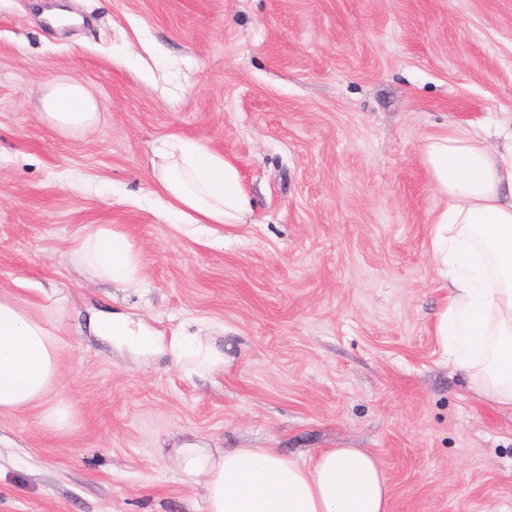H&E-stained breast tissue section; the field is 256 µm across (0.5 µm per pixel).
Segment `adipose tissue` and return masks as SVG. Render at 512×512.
I'll use <instances>...</instances> for the list:
<instances>
[{
  "instance_id": "obj_1",
  "label": "adipose tissue",
  "mask_w": 512,
  "mask_h": 512,
  "mask_svg": "<svg viewBox=\"0 0 512 512\" xmlns=\"http://www.w3.org/2000/svg\"><path fill=\"white\" fill-rule=\"evenodd\" d=\"M42 117L62 132H91L98 103L75 78L43 86ZM153 175L175 223L244 224L252 213L237 167L196 141L177 139L155 152ZM426 165L446 208L432 221V253L447 293L437 315L447 360L469 389L512 409V146L486 144L462 128L434 138ZM74 252L93 277L125 288L142 285L140 253L119 225L81 233ZM96 335L136 356L163 355L187 376L210 378L230 366L220 323H200L169 338L112 312L92 321ZM58 341L23 300L0 296V412L50 397L58 381ZM184 477L201 479L206 512H392L387 479L361 448H325L306 460L268 448L216 454L197 443L179 447Z\"/></svg>"
}]
</instances>
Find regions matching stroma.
<instances>
[{"instance_id":"35a3bbf8","label":"stroma","mask_w":512,"mask_h":512,"mask_svg":"<svg viewBox=\"0 0 512 512\" xmlns=\"http://www.w3.org/2000/svg\"><path fill=\"white\" fill-rule=\"evenodd\" d=\"M51 75L83 80L89 135L40 118ZM463 127L512 138V0H0V294L59 339L66 432L0 413V512H205L174 446L309 458L371 451L392 512H512V410L443 356L445 294L424 163ZM224 155L253 221L170 223L157 148ZM118 224L144 285L82 275L76 237ZM118 311L163 334L229 329L199 380L94 335Z\"/></svg>"}]
</instances>
